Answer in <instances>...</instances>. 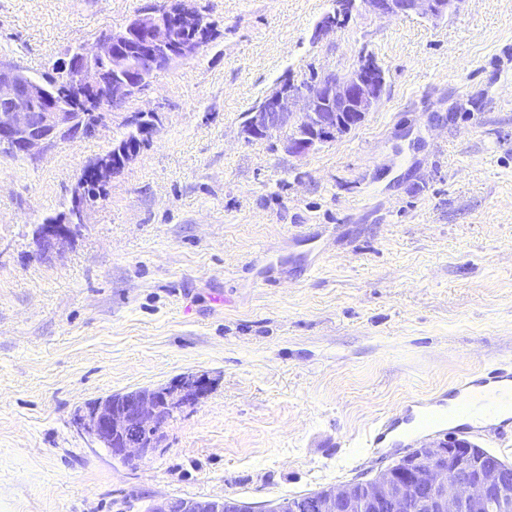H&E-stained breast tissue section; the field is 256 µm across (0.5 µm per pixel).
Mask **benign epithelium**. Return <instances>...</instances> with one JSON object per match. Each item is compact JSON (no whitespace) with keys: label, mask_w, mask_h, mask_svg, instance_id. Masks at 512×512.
Here are the masks:
<instances>
[{"label":"benign epithelium","mask_w":512,"mask_h":512,"mask_svg":"<svg viewBox=\"0 0 512 512\" xmlns=\"http://www.w3.org/2000/svg\"><path fill=\"white\" fill-rule=\"evenodd\" d=\"M463 0H333V8L316 23L311 39L344 27L360 10L381 16L417 15L438 19L455 12ZM196 30L194 37L178 40L174 30ZM213 26L195 0H169L162 8L143 11L120 30L100 34L53 64L66 86L80 92L74 99L51 93L49 85L25 74L12 62L0 60V146L32 162L60 143L93 136L109 127L112 113L89 119L90 103L126 102L141 92L156 72L196 57L211 41ZM143 34L153 68L148 73H127L122 54L125 42ZM112 60V72L101 65ZM387 75L377 59L361 56L346 72L324 70L301 82L288 77L278 81L264 98L244 113L239 135L245 141L268 138L286 129L282 147L290 156H305L335 141L364 121L385 95ZM162 123L155 111L136 112L126 119L128 131L152 138ZM140 155L112 142V157L97 158L82 169L73 188L69 209L85 224L95 207L84 187L91 179L105 184ZM76 225L66 212L35 229L36 256L51 258L70 245ZM210 381L188 375L155 388L129 391L100 402L92 414L73 417L75 428L108 448L122 461L146 457L160 447L162 429L174 415L202 399ZM486 450L455 438L422 444L372 477H356L342 485L322 489L307 502L282 500L265 512H512V464L483 463ZM146 512H254L237 499L162 497Z\"/></svg>","instance_id":"1"}]
</instances>
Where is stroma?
I'll return each mask as SVG.
<instances>
[{"instance_id":"1","label":"stroma","mask_w":512,"mask_h":512,"mask_svg":"<svg viewBox=\"0 0 512 512\" xmlns=\"http://www.w3.org/2000/svg\"><path fill=\"white\" fill-rule=\"evenodd\" d=\"M163 0H0V58L33 77ZM218 23L112 131L0 154V512H118L233 497L255 512L374 474L409 399L512 364V0L441 20L332 0H197ZM387 72L382 104L303 157L239 126L283 77ZM162 124L52 260L33 231L134 112ZM211 380L134 465L78 435L84 403L186 374ZM422 404L420 401H409L403 408L400 414H395L389 417L384 424L378 429L372 443L376 446H385V440L390 432L394 431L400 424H411L414 421L410 420L407 416L411 413L414 407Z\"/></svg>"}]
</instances>
